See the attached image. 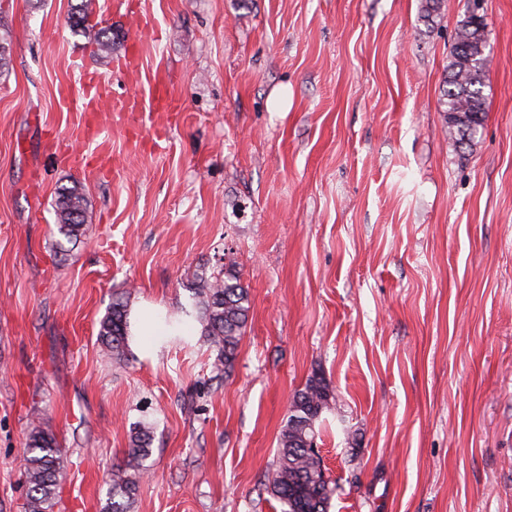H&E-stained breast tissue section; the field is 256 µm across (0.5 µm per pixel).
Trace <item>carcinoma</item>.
<instances>
[{"label":"carcinoma","mask_w":512,"mask_h":512,"mask_svg":"<svg viewBox=\"0 0 512 512\" xmlns=\"http://www.w3.org/2000/svg\"><path fill=\"white\" fill-rule=\"evenodd\" d=\"M93 0H80L71 13V27L93 33L101 55L112 52L111 29L93 32ZM487 36L485 24L476 23L468 13L456 32L452 60L442 87V112L448 135L460 145H470L487 117ZM57 232L66 241L78 240L88 221V203L76 186H62L55 199ZM194 304L190 314L203 324V336L214 350L213 370L229 375L237 358L239 343L248 322L250 292L240 279L238 262L228 253L217 273L199 279L192 288ZM127 337V304L112 301L100 320L98 340L113 359L124 356ZM332 390L322 374L315 372L289 403L281 428L271 493L283 506L282 512H329L333 488L325 475L319 455L312 453L316 423L329 409ZM33 425L25 448L26 512H52L64 463V449L41 414L33 412ZM152 427L148 422L133 424L128 461L112 470V497L104 512H129L140 480L146 473L143 462L151 455Z\"/></svg>","instance_id":"carcinoma-1"}]
</instances>
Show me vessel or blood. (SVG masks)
Segmentation results:
<instances>
[{
    "mask_svg": "<svg viewBox=\"0 0 512 512\" xmlns=\"http://www.w3.org/2000/svg\"><path fill=\"white\" fill-rule=\"evenodd\" d=\"M148 99L129 100L113 95L108 80L91 75L85 81L83 94L80 98L81 110L88 121H96L100 109L111 112H152L175 111L177 101L170 92L165 70H156L149 82Z\"/></svg>",
    "mask_w": 512,
    "mask_h": 512,
    "instance_id": "obj_1",
    "label": "vessel or blood"
}]
</instances>
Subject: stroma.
<instances>
[{
	"mask_svg": "<svg viewBox=\"0 0 512 512\" xmlns=\"http://www.w3.org/2000/svg\"><path fill=\"white\" fill-rule=\"evenodd\" d=\"M0 0V512H25L40 411L65 450L53 512H102L133 423L153 428L130 512H281L269 489L288 403L333 389L316 429L330 512H512V0H485L488 115L449 139L441 91L466 0ZM141 41V74L118 69ZM181 108L84 114L87 74ZM111 165L100 168L101 146ZM89 207L61 242L54 202ZM233 252L251 309L229 376L188 347L104 358L113 298L181 316ZM149 112H174L177 101L170 92L166 72L163 69L156 70L149 82ZM57 232L67 242L77 241L88 221V203L76 186H62L55 199Z\"/></svg>",
	"mask_w": 512,
	"mask_h": 512,
	"instance_id": "1",
	"label": "stroma"
}]
</instances>
